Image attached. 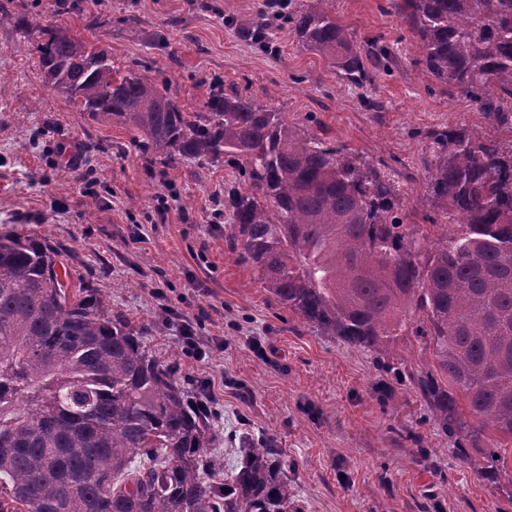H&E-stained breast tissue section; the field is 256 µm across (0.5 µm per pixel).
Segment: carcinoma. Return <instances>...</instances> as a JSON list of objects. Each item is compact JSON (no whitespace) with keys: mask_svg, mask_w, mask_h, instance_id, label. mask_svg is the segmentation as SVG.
Here are the masks:
<instances>
[{"mask_svg":"<svg viewBox=\"0 0 512 512\" xmlns=\"http://www.w3.org/2000/svg\"><path fill=\"white\" fill-rule=\"evenodd\" d=\"M332 0H305L288 23L352 83L389 59L336 22ZM419 63L479 106L486 129L425 134L426 200L436 217L405 224L388 174L288 123L250 96L213 93L180 108L143 66L120 74L51 21L39 64L65 102L142 134L174 166L249 161L227 190L228 241L261 287L307 326L386 357L403 331L432 350L413 390L436 428L466 439L465 459L512 472V0L394 3ZM52 253L0 235V512H290L294 492L270 448L237 467L206 453L209 420L146 348L142 331L86 289L68 296Z\"/></svg>","mask_w":512,"mask_h":512,"instance_id":"1","label":"carcinoma"}]
</instances>
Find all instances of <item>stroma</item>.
Listing matches in <instances>:
<instances>
[{
	"label": "stroma",
	"instance_id": "stroma-1",
	"mask_svg": "<svg viewBox=\"0 0 512 512\" xmlns=\"http://www.w3.org/2000/svg\"><path fill=\"white\" fill-rule=\"evenodd\" d=\"M73 2L57 17L54 0L9 7L55 18L76 40L108 49L119 71L148 63L187 111H201L217 81L225 93L267 99L288 122L387 171L408 224L433 214L414 202L425 187V133L483 127L474 102L437 86L408 54L414 34L392 0L332 4L355 40L379 39L391 52L363 88L297 42L287 17L303 0ZM258 15L261 40L248 28ZM41 43L35 26L0 25V234L56 252L71 291L106 296L179 379L210 382L220 416L208 450L225 471L246 431L279 453L300 512H512V485L476 473L414 393L408 369L432 361L424 341L401 337L378 363L278 306L230 251L224 192L246 187L244 161L166 165L128 126L89 119L48 87ZM157 286L188 317L205 316L223 349L184 358Z\"/></svg>",
	"mask_w": 512,
	"mask_h": 512
}]
</instances>
